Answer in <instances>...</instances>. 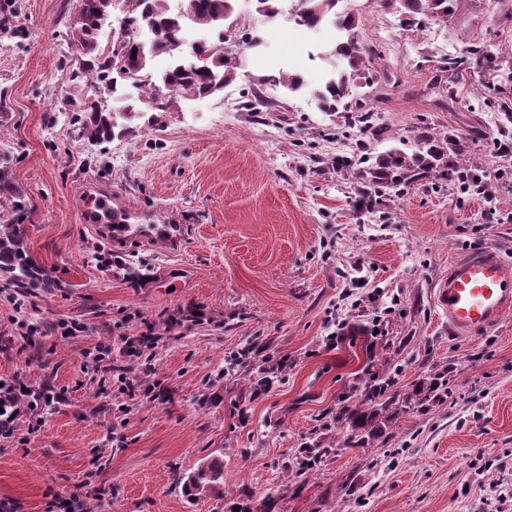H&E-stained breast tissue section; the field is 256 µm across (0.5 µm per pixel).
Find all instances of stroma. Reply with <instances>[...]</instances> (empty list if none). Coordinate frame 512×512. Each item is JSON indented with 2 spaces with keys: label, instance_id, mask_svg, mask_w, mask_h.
Masks as SVG:
<instances>
[{
  "label": "stroma",
  "instance_id": "35a3bbf8",
  "mask_svg": "<svg viewBox=\"0 0 512 512\" xmlns=\"http://www.w3.org/2000/svg\"><path fill=\"white\" fill-rule=\"evenodd\" d=\"M19 2L16 36L0 37V141L24 197L12 222L59 287L0 286V379L62 400L20 405L0 437V499L65 512L79 485L90 512H512L492 491L512 486V312L459 337L434 304L466 251L512 257V153L495 147L512 141V0H458L413 27L386 0H352L358 40L381 54L355 89L371 134L259 82L320 77L334 29L269 22L237 0L235 25L264 44L235 80L98 145L69 114L91 89L61 67L77 0ZM486 45L492 71L472 53ZM463 54L464 69L441 73ZM247 93L273 108L245 112ZM424 131L453 138L450 161L476 185L441 175L369 194L344 164L413 152ZM105 194L136 223L177 225L178 245L106 236L87 217ZM130 263L149 276L127 279ZM22 319L37 328L26 344ZM145 336L161 339L150 357L135 352ZM252 342L282 366L257 396L228 365ZM97 345L110 354L93 369ZM382 382L385 434L348 441L337 415ZM316 443L325 454L302 465ZM213 459L223 484L188 497V473Z\"/></svg>",
  "mask_w": 512,
  "mask_h": 512
}]
</instances>
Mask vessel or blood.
I'll return each mask as SVG.
<instances>
[{
    "label": "vessel or blood",
    "instance_id": "obj_1",
    "mask_svg": "<svg viewBox=\"0 0 512 512\" xmlns=\"http://www.w3.org/2000/svg\"><path fill=\"white\" fill-rule=\"evenodd\" d=\"M435 303L448 317V331L472 336L495 326L512 310V260L491 244L469 250L448 266Z\"/></svg>",
    "mask_w": 512,
    "mask_h": 512
}]
</instances>
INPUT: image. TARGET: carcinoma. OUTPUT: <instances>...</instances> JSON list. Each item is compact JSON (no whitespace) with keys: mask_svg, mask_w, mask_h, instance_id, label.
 <instances>
[{"mask_svg":"<svg viewBox=\"0 0 512 512\" xmlns=\"http://www.w3.org/2000/svg\"><path fill=\"white\" fill-rule=\"evenodd\" d=\"M116 0H78L77 13L66 36L68 55L62 60L70 84L79 87L94 83V100L79 105L74 114L78 135L90 142L104 143L118 135L119 124L114 119L110 101L127 100L126 86L142 85L146 92L138 97L139 118L153 127L158 113L170 112L182 100L208 98L224 91L235 78L238 54L224 47L226 21L232 16L234 0H180L177 7L171 0H122L125 5L122 19L123 37L118 44L100 45L98 33L102 22L115 8ZM341 0H256V12L268 19L288 14L295 23L317 28L329 23L345 38L336 42L329 55L344 64L316 84L300 75L269 74L261 83L280 86L292 94L306 93L320 111L326 113L343 110L356 113L355 121L362 128L373 127V112L354 97L353 87L361 78L365 61L378 55L372 46L355 37L357 19L348 9H337ZM405 23H418L424 18L446 19L453 10L454 0H399ZM17 0L0 3V34L16 33ZM210 30L215 40L205 39L191 47L188 55L182 53L186 20ZM137 53H132V50ZM160 55L171 58L162 72L151 69L152 60ZM447 148L429 135L419 138L418 150L410 157L391 149L378 156L375 162L359 171L368 187L380 192L388 186H411L447 165ZM13 155L8 148L0 150V210L18 211L22 196L12 179ZM0 282L24 288L31 293L49 292L56 282L43 269L34 265L24 249L20 235L9 224L0 227ZM275 367L263 363L248 372L250 382L260 389L273 383ZM391 405L386 400L374 404L362 401L345 409L348 423L354 430L375 432L379 411ZM223 466L216 462L200 464L185 481L189 496H203L223 479Z\"/></svg>","mask_w":512,"mask_h":512,"instance_id":"carcinoma-1","label":"carcinoma"}]
</instances>
